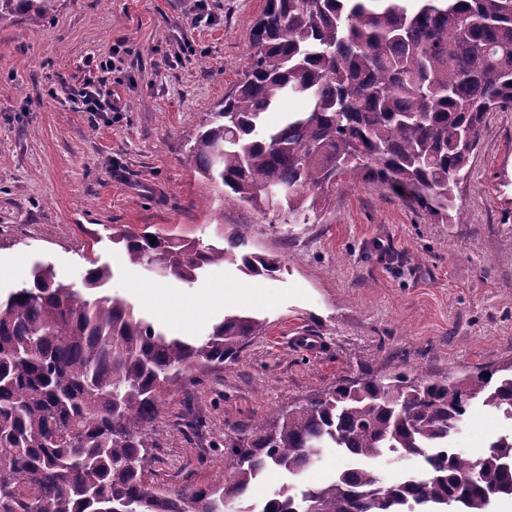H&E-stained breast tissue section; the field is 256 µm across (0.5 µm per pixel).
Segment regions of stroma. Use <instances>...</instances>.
<instances>
[{"instance_id":"obj_1","label":"stroma","mask_w":512,"mask_h":512,"mask_svg":"<svg viewBox=\"0 0 512 512\" xmlns=\"http://www.w3.org/2000/svg\"><path fill=\"white\" fill-rule=\"evenodd\" d=\"M207 3L201 24L189 0H59L40 25L0 24V265L44 264L80 291L92 262L109 263L89 298L126 299L172 336L207 335L229 314L265 323L149 426L151 480L168 488L221 477L225 441L342 379L512 363V109L488 114L451 222L360 175L338 179L308 223L261 215L203 178L188 150L247 67L265 0ZM100 77L124 109L96 118L70 94ZM113 224L212 244L240 233L282 269L253 277L227 262L192 283L164 278L113 252ZM138 282L190 323L164 318ZM241 285L253 302L196 309L208 289ZM511 432L475 403L452 445L470 454Z\"/></svg>"}]
</instances>
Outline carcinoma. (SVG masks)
<instances>
[{
	"mask_svg": "<svg viewBox=\"0 0 512 512\" xmlns=\"http://www.w3.org/2000/svg\"><path fill=\"white\" fill-rule=\"evenodd\" d=\"M56 0H0V23ZM249 66L189 150L203 177L267 215L308 220L336 179L363 175L441 218L455 208L485 115L512 108V0H266ZM306 100L268 127L283 98ZM156 242H151V239ZM131 265L185 282L228 260L271 276L277 259L234 235L200 240L112 227ZM112 277L92 262L87 289ZM227 315L207 336L168 337L124 299L90 300L36 265L0 299V512H232L269 468L301 477L325 448L362 462L321 485L282 484L259 512H489L512 496V439L475 455L448 447L473 400L512 420V368L463 378L342 380L266 427L224 443L230 472L205 488L148 481L146 427L197 373L262 333ZM422 473L385 484V453Z\"/></svg>",
	"mask_w": 512,
	"mask_h": 512,
	"instance_id": "carcinoma-1",
	"label": "carcinoma"
}]
</instances>
